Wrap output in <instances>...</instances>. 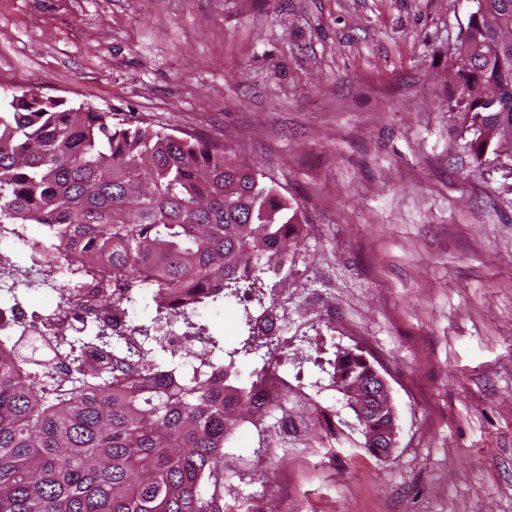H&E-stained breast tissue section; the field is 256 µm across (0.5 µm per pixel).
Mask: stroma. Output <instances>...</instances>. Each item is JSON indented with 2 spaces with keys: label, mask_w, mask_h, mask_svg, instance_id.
Wrapping results in <instances>:
<instances>
[{
  "label": "stroma",
  "mask_w": 512,
  "mask_h": 512,
  "mask_svg": "<svg viewBox=\"0 0 512 512\" xmlns=\"http://www.w3.org/2000/svg\"><path fill=\"white\" fill-rule=\"evenodd\" d=\"M472 0H0V92L32 87L222 143L300 206L282 432L241 425L221 512H512V178L448 109ZM387 380L363 446L336 352ZM266 448L254 460L257 445ZM346 349L337 353L333 374L336 373V389L347 399L348 405L355 411L361 431L365 438V448L381 458L389 457L397 445L396 412L393 406L389 385L378 370L363 356L366 366L362 374L351 383L342 386L341 372L347 367L348 355L354 351ZM336 361V362H335ZM380 419L378 423L374 420ZM368 425V426H366Z\"/></svg>",
  "instance_id": "obj_1"
}]
</instances>
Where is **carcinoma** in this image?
<instances>
[{
  "label": "carcinoma",
  "mask_w": 512,
  "mask_h": 512,
  "mask_svg": "<svg viewBox=\"0 0 512 512\" xmlns=\"http://www.w3.org/2000/svg\"><path fill=\"white\" fill-rule=\"evenodd\" d=\"M512 26V0H483L467 27L448 111L471 120L462 149L496 155L512 123V59L491 54L489 20ZM0 223L43 224L45 243L83 267L110 261L101 287L123 288L152 315L134 366L90 373L78 351L67 377L14 336H0V512H220L203 493L224 442L259 406L236 386L235 357L258 348L255 323L225 350L196 304L240 298L266 264L298 245L297 207L224 145L20 88L0 96ZM179 320L203 344L169 348Z\"/></svg>",
  "instance_id": "1"
}]
</instances>
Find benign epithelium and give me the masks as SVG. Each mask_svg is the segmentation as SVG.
Returning a JSON list of instances; mask_svg holds the SVG:
<instances>
[{
	"label": "benign epithelium",
	"mask_w": 512,
	"mask_h": 512,
	"mask_svg": "<svg viewBox=\"0 0 512 512\" xmlns=\"http://www.w3.org/2000/svg\"><path fill=\"white\" fill-rule=\"evenodd\" d=\"M336 389L347 399L357 419L364 426L365 448L386 458L397 445L396 412L385 378L370 363L362 374L344 386L336 380Z\"/></svg>",
	"instance_id": "1"
}]
</instances>
